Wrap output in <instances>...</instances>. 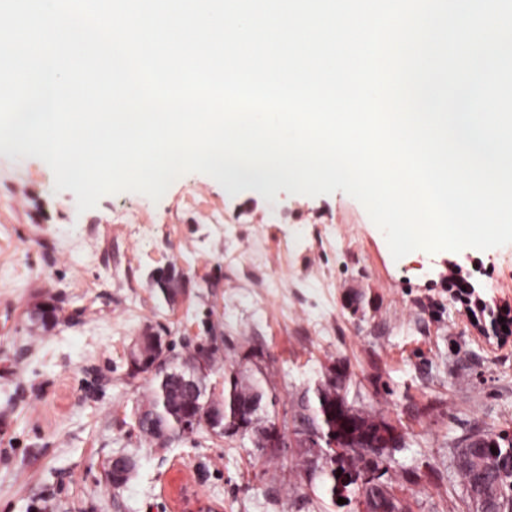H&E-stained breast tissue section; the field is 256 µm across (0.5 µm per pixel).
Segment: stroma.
Instances as JSON below:
<instances>
[{"mask_svg": "<svg viewBox=\"0 0 512 512\" xmlns=\"http://www.w3.org/2000/svg\"><path fill=\"white\" fill-rule=\"evenodd\" d=\"M263 265L247 259L254 240ZM488 307L512 306V244L414 251L393 261L384 234L348 194L229 195L208 175L178 177L159 200L103 196L78 212L37 158L0 154V512H364L307 477L297 448L201 430L164 445L132 431L152 385L130 377L127 350L147 326L183 357L214 345L224 362L261 372L288 430L293 401L347 368L345 397L392 424L401 448L374 464L405 512H467L458 448L512 434V344L488 346L448 293L449 266ZM184 276L167 303L157 271ZM55 298L56 322L30 316ZM137 469L112 487L105 468Z\"/></svg>", "mask_w": 512, "mask_h": 512, "instance_id": "35a3bbf8", "label": "stroma"}]
</instances>
